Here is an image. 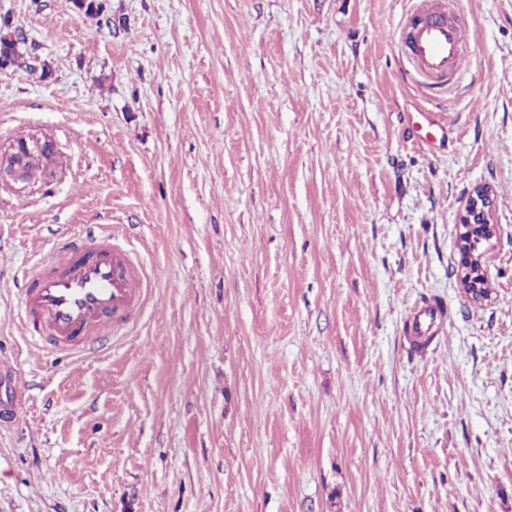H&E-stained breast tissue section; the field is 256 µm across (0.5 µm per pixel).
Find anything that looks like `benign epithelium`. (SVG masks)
I'll use <instances>...</instances> for the list:
<instances>
[{
  "label": "benign epithelium",
  "instance_id": "7a95c632",
  "mask_svg": "<svg viewBox=\"0 0 512 512\" xmlns=\"http://www.w3.org/2000/svg\"><path fill=\"white\" fill-rule=\"evenodd\" d=\"M56 149L55 142L48 138L18 140L10 150L0 151V184H26V155L43 149ZM462 231L458 242L460 254L461 283L468 295L486 288L482 282V248L497 231L494 222L492 200L484 187L475 189L460 216Z\"/></svg>",
  "mask_w": 512,
  "mask_h": 512
}]
</instances>
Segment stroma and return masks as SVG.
<instances>
[{"instance_id":"35a3bbf8","label":"stroma","mask_w":512,"mask_h":512,"mask_svg":"<svg viewBox=\"0 0 512 512\" xmlns=\"http://www.w3.org/2000/svg\"><path fill=\"white\" fill-rule=\"evenodd\" d=\"M416 5L0 0L25 35L0 149L57 145L53 180L0 185V366L25 380L0 389V512H512V0H462L436 99L398 53ZM106 228L151 288L73 367L24 338L23 277ZM462 231L458 242L460 254L461 283L465 292L472 298L473 289L479 292L486 289L482 282V248L497 231L494 222L491 195L487 188H476L460 216Z\"/></svg>"}]
</instances>
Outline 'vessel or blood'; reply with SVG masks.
<instances>
[{"instance_id":"1","label":"vessel or blood","mask_w":512,"mask_h":512,"mask_svg":"<svg viewBox=\"0 0 512 512\" xmlns=\"http://www.w3.org/2000/svg\"><path fill=\"white\" fill-rule=\"evenodd\" d=\"M405 28L410 64L428 87L438 88L449 72L461 71L467 46L460 25L416 10ZM54 255L55 262L37 264L26 276L20 322L36 346L68 352L77 364L90 333L123 322L142 303L146 273L108 234L69 237Z\"/></svg>"}]
</instances>
